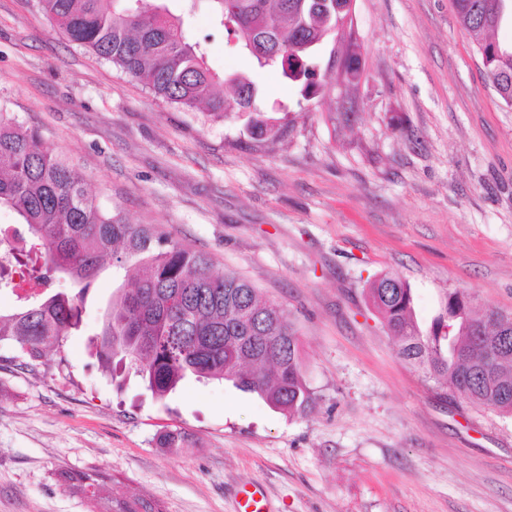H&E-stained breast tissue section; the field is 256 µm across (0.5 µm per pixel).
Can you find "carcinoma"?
<instances>
[{"label": "carcinoma", "mask_w": 512, "mask_h": 512, "mask_svg": "<svg viewBox=\"0 0 512 512\" xmlns=\"http://www.w3.org/2000/svg\"><path fill=\"white\" fill-rule=\"evenodd\" d=\"M168 0H39L67 39L92 51L155 96L178 108L202 107L216 120L249 112V137L275 139L281 128L257 106L258 87L239 74L226 79L190 41L184 21ZM215 25L228 40L300 87L306 101L327 91V66L317 48L345 30L336 17L322 19L300 4L311 0H211ZM460 25L477 44L487 73L507 70L512 58L498 50L497 0H453ZM328 62L357 79L361 60L354 40ZM233 92L228 103L218 86ZM27 227L28 248L14 260L27 272L32 291L17 296L13 312H0V344L19 353L31 371L57 353L81 327V304L92 282L112 262L124 282L112 294L91 354L111 375L128 367L158 400L188 377L230 381L254 392L290 417L312 412L316 396L300 360L299 339L288 313L234 272H213L209 255L190 252L153 224H130L121 212L96 203L69 165L43 143L37 131L0 112V207ZM78 292L47 293L55 279ZM398 355L452 390L459 398L512 416V324L488 330L462 291L444 297L428 332L422 333L410 286L385 274L369 288ZM137 352L135 362L125 351ZM75 493H91L105 512H163L156 502L107 496L109 480L97 470L58 474Z\"/></svg>", "instance_id": "carcinoma-1"}]
</instances>
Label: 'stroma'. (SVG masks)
Listing matches in <instances>:
<instances>
[{"label": "stroma", "mask_w": 512, "mask_h": 512, "mask_svg": "<svg viewBox=\"0 0 512 512\" xmlns=\"http://www.w3.org/2000/svg\"><path fill=\"white\" fill-rule=\"evenodd\" d=\"M183 15L209 65L244 73L289 133L258 148L244 117L156 97L69 43L38 0H0V112L38 128L87 189L133 224L211 255L287 311L318 404L288 418L229 382L156 400L89 352L122 276L103 270L80 331L36 371L0 346V512H91L56 479L89 468L163 512H236L260 482L268 512H512V417L439 389L397 354L365 288L405 280L421 329L444 296L512 314V107L452 0H357L354 118L228 46L206 0ZM169 431L185 443L171 450Z\"/></svg>", "instance_id": "stroma-1"}]
</instances>
